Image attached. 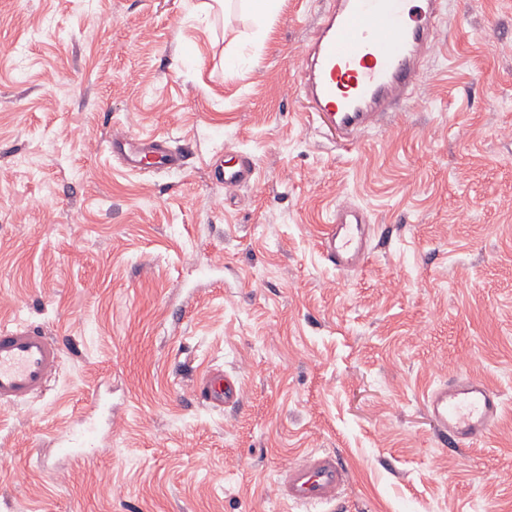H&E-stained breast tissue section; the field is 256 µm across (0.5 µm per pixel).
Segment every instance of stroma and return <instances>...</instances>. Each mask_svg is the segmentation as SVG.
Segmentation results:
<instances>
[{"label":"stroma","mask_w":512,"mask_h":512,"mask_svg":"<svg viewBox=\"0 0 512 512\" xmlns=\"http://www.w3.org/2000/svg\"><path fill=\"white\" fill-rule=\"evenodd\" d=\"M208 2L0 0V326L65 343L0 409V512H291L271 484L311 450L348 468L333 512H512V0H446L412 99L355 146L288 92L330 0L264 38ZM116 129L184 168L124 169ZM241 153L257 184L212 181ZM345 201L372 235L342 273ZM212 369L238 406L192 395ZM461 374L504 408L457 452L424 393ZM372 227L365 210L342 205L336 212L321 240L326 258L337 271L361 268L368 259Z\"/></svg>","instance_id":"1"}]
</instances>
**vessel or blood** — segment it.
I'll use <instances>...</instances> for the list:
<instances>
[{"mask_svg":"<svg viewBox=\"0 0 512 512\" xmlns=\"http://www.w3.org/2000/svg\"><path fill=\"white\" fill-rule=\"evenodd\" d=\"M445 0H332L301 54L296 93L342 143L353 145L398 112L415 91L429 54L440 45L438 27ZM105 146L130 169L144 162L171 170L183 156L169 139L110 134ZM211 177L227 187L256 180L253 161L240 157L215 165ZM372 227L365 210L342 205L321 240L337 271L361 268L368 259ZM63 344L34 324L0 328V407L20 409L46 390L58 372ZM193 389L202 402L237 404L243 390L236 378L215 374ZM443 444L460 449L485 440L502 408L500 394L474 375H460L432 387L424 398ZM347 470L332 452L312 451L283 466L273 484L274 496L286 504L327 506L336 503Z\"/></svg>","mask_w":512,"mask_h":512,"instance_id":"b4317fda","label":"vessel or blood"}]
</instances>
